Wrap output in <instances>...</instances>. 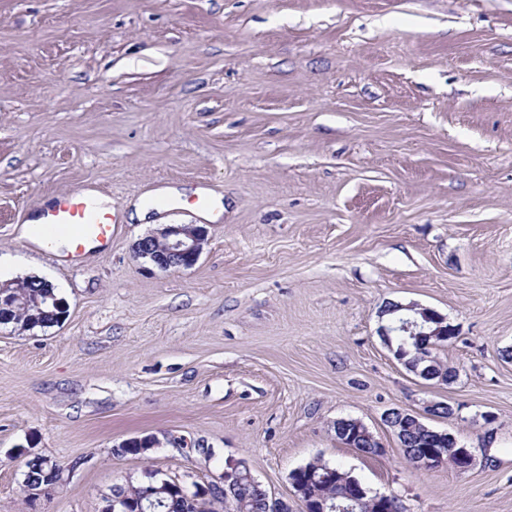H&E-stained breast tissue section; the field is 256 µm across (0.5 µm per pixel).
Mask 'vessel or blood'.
<instances>
[{"label":"vessel or blood","mask_w":512,"mask_h":512,"mask_svg":"<svg viewBox=\"0 0 512 512\" xmlns=\"http://www.w3.org/2000/svg\"><path fill=\"white\" fill-rule=\"evenodd\" d=\"M44 222L48 230L68 233V255L76 259L84 251L86 241L97 243L103 251L109 248L116 217L97 207L88 196L68 194L57 198L45 213Z\"/></svg>","instance_id":"obj_1"}]
</instances>
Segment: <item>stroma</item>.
Returning a JSON list of instances; mask_svg holds the SVG:
<instances>
[{"label":"stroma","mask_w":512,"mask_h":512,"mask_svg":"<svg viewBox=\"0 0 512 512\" xmlns=\"http://www.w3.org/2000/svg\"><path fill=\"white\" fill-rule=\"evenodd\" d=\"M89 190L119 218L107 251L23 237ZM137 200L203 224L194 266L135 255L155 230L124 221ZM0 255L68 306L0 325V512H101L144 470L207 484L232 460L289 500L316 458L405 512H512V0H0ZM393 302L454 328L435 354L455 379L394 357ZM391 408L473 466L412 468ZM341 418L385 455L341 444ZM24 449L62 468L35 496ZM383 421L396 436L399 444L400 439L405 438V431L417 428L420 429L421 427L428 429L418 416L402 409H390L386 411L383 415Z\"/></svg>","instance_id":"obj_1"}]
</instances>
